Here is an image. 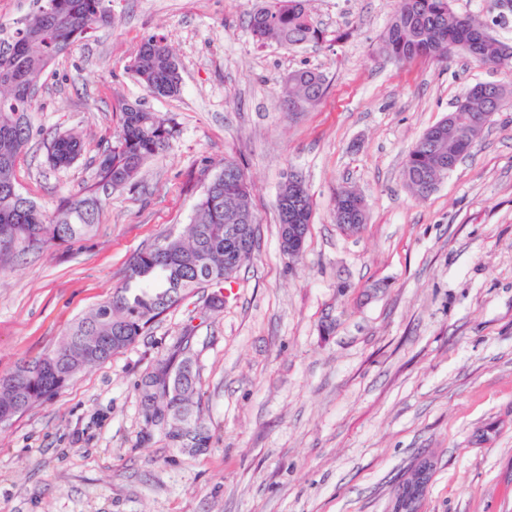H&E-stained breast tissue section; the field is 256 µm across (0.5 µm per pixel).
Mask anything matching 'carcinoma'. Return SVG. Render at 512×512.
<instances>
[{
  "label": "carcinoma",
  "instance_id": "obj_1",
  "mask_svg": "<svg viewBox=\"0 0 512 512\" xmlns=\"http://www.w3.org/2000/svg\"><path fill=\"white\" fill-rule=\"evenodd\" d=\"M33 7L16 25H0V271L15 258L40 252L54 243L80 240L92 232L102 199L97 192L67 195L49 211L23 195L16 181V164L39 131L33 123L36 94L49 65L79 38L115 26L105 0H32ZM484 22L459 16L449 0H397L379 47L396 63L415 57L446 58L451 52L471 57L483 65L498 66L512 58V47L480 36ZM248 29L259 44L274 41L293 47L323 38L313 23L307 0H269L250 14ZM131 72L137 82L157 97L180 92L177 60L162 37L146 39ZM285 106L312 107L326 86L323 74L299 69L288 75ZM501 84L478 83L454 105L470 112L477 122L468 130L448 129L443 119L427 129L409 152L404 180L410 191L424 197L448 171L440 160H462L481 138L491 118L504 104L497 91ZM176 129L167 119L137 105H125L115 145L98 161L102 190L135 184L143 165L174 138ZM83 139L71 129L58 132L47 146V160L54 168L68 167L82 155ZM250 186L240 164L224 161L222 171L207 186L183 235L167 238L136 251L128 273L112 297L78 319L67 334L69 348L61 356L47 352L22 362L14 372L0 377V407L32 405L57 395L79 372L109 360L116 342L126 347L145 335L166 310L179 304L197 288H214L223 302L227 279L234 277L254 257L259 222L250 205ZM356 199L334 198L338 224H364L367 213L357 212ZM279 224L308 228L312 202L308 188L286 182L276 201ZM198 374L184 336L166 359L156 363L139 386L147 423L165 426L166 441L176 448H206L211 436L203 423L199 404ZM421 488L406 482L399 486L393 512H415Z\"/></svg>",
  "mask_w": 512,
  "mask_h": 512
}]
</instances>
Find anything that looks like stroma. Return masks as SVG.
I'll list each match as a JSON object with an SVG mask.
<instances>
[{"label":"stroma","mask_w":512,"mask_h":512,"mask_svg":"<svg viewBox=\"0 0 512 512\" xmlns=\"http://www.w3.org/2000/svg\"><path fill=\"white\" fill-rule=\"evenodd\" d=\"M262 0H110L115 27L73 44L37 93L43 136L17 161L20 191L51 208L98 181L122 104L176 126L134 186L112 189L92 233L0 274V375L57 347L106 301L141 247L183 234L226 158L251 185L260 247L223 305L200 288L50 401L0 426V512H392L418 460L435 463L417 512H512V108L427 197L402 170L422 133L479 82L512 87V63L463 55L394 64L377 51L395 0H309L322 42H253ZM512 45L497 0H451ZM164 37L182 79L156 99L130 65ZM325 77L311 109L282 105L289 73ZM74 129L70 167L45 138ZM302 176L312 223L283 256L275 208ZM367 202L345 236L337 191ZM190 336L211 446L181 452L150 428L138 387Z\"/></svg>","instance_id":"35a3bbf8"}]
</instances>
